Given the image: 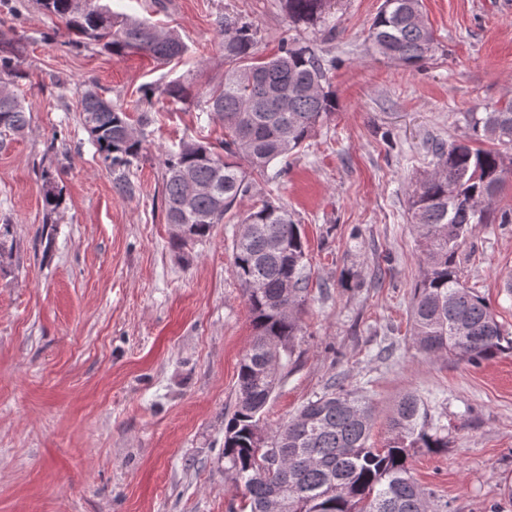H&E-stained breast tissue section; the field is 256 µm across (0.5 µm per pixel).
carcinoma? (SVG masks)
Listing matches in <instances>:
<instances>
[{"label":"carcinoma","instance_id":"cac0c4a2","mask_svg":"<svg viewBox=\"0 0 512 512\" xmlns=\"http://www.w3.org/2000/svg\"><path fill=\"white\" fill-rule=\"evenodd\" d=\"M60 19L75 48L101 46L114 55L141 53L164 64L186 46L176 33L134 15L112 11L103 0H36ZM332 0H284L294 27L326 25ZM224 81L201 93L202 111L224 125V139L207 145L183 140L163 160L166 223L182 243L206 237L213 225L251 194L250 174L295 155L336 108L329 75L336 59L309 43L284 39L279 54L255 57L258 28L219 22ZM371 47L405 67H418L437 48L421 0H384L368 30ZM18 40L0 47V79L20 74ZM80 110L96 151L114 175L116 189L133 191L126 177L145 150L146 111L136 121L102 99L81 93ZM470 133L431 145L434 168L410 196L411 223L421 247L422 273L410 306L412 342L429 358L454 356L478 364L505 349L504 332L486 300L463 279L459 251L474 224H511L493 201L512 180V103L465 117ZM23 102L0 92V133H24ZM491 140L497 149L479 143ZM45 204L61 200L55 179L44 175ZM232 243L231 274L247 299L254 336L237 372V402L224 426V468L243 483L250 512H430L429 497L412 478L418 450L448 448L444 430L429 422L421 400L407 394L389 418L382 448L368 444L372 405L343 387L310 400L274 428L263 409L291 361L302 331L309 276L301 225L271 200L247 209ZM13 226L0 224V265L12 258Z\"/></svg>","mask_w":512,"mask_h":512}]
</instances>
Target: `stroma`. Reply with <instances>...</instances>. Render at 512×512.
Here are the masks:
<instances>
[{
	"instance_id": "35a3bbf8",
	"label": "stroma",
	"mask_w": 512,
	"mask_h": 512,
	"mask_svg": "<svg viewBox=\"0 0 512 512\" xmlns=\"http://www.w3.org/2000/svg\"><path fill=\"white\" fill-rule=\"evenodd\" d=\"M176 32L177 64L78 50L33 0H0L15 27L21 75L10 89L28 131L0 138V224L16 248L0 265V512H240L225 471L224 422L253 335L230 273L235 220L176 246L162 195L163 159L180 139L214 141L221 123L198 94L224 76L219 20L260 30L257 55L283 37L336 59V109L279 180L255 176L245 206L284 205L307 240L309 300L293 363L267 403L276 426L339 384L375 411L382 447L397 401L421 398L448 429L442 453L418 451L416 482L445 512H512V350L474 365L414 347L409 308L420 248L409 197L432 167L431 140L468 134L465 115L512 100V0H422L439 42L408 69L364 41L383 0H338L334 35L292 28L283 0H107ZM184 82L187 100H153L146 157L118 193L80 112V93L133 110L143 84ZM62 187L47 213L42 171ZM469 287L512 337V224H478L460 251Z\"/></svg>"
}]
</instances>
